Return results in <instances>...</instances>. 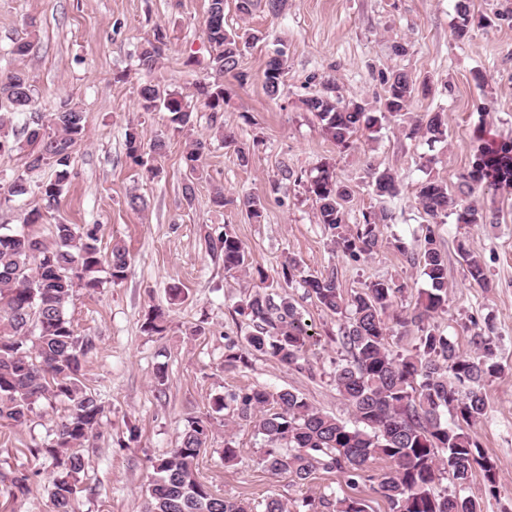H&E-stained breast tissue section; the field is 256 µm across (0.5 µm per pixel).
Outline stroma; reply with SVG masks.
Instances as JSON below:
<instances>
[{"label":"stroma","mask_w":512,"mask_h":512,"mask_svg":"<svg viewBox=\"0 0 512 512\" xmlns=\"http://www.w3.org/2000/svg\"><path fill=\"white\" fill-rule=\"evenodd\" d=\"M208 0H0V75L25 73L33 88V111L50 112L69 99L84 114V131L57 205L42 223H27L28 213L42 207L39 196L5 201L3 193L17 176L31 181L54 179V169L28 171L27 158L0 153V225L51 241L57 223L98 225L97 245L109 253L119 242L129 251V266L120 284L100 271V288L74 289L67 314L77 335L94 343L82 383L97 393L103 407L94 437L81 449L79 512H145L152 464L179 445L187 417L210 416L212 435L197 460L200 477L215 494L246 499L262 507L269 498L299 512L303 497L335 491L366 501L369 512H388L374 482L346 485L342 474L318 472L306 485L290 475L275 474L259 462L263 443L246 426L226 431L224 413L213 410L216 396L254 386L289 389L315 407L348 422L352 415L333 381L337 364L348 354L337 335L346 315L324 308L303 286L305 278L334 270L344 295L363 291L376 280L401 284L393 314L412 313L418 291L426 285L419 266L394 246L403 241L419 252L427 218L415 203L416 188L426 178L446 182L457 191L461 176L475 159L476 129L488 137L512 141V25L497 13L512 11V0H472L475 14L491 23L457 40L452 22L456 0H288L279 15L256 9L243 16L236 0H225L227 28L252 29L257 41L246 48L240 67L250 75L239 84L232 74H217L207 42L204 19ZM37 24L33 48L20 57L12 52ZM166 28L170 44L152 73L159 86L191 91L198 81L221 80L227 94L224 127L239 141L255 144L248 165H240L233 148L214 136L209 114L194 111L190 134L171 131L166 113L138 108L142 76L138 55L155 27ZM407 45L406 54L391 50ZM286 52V72L277 98L263 86V69L273 49ZM404 70L428 80L432 91L417 97L407 115L389 118L379 133L358 132L349 149L324 135L301 101L335 81L344 98L377 107L384 94L381 77ZM484 83H477L475 73ZM427 112L448 115V139L428 146L406 136L411 118ZM138 123L146 139L164 134L163 155H148L147 166L126 154L124 133ZM206 139L209 149L194 181L195 198L186 202L182 185L188 171L183 160L186 136ZM329 164L339 182L351 190L347 224L361 223L363 212L386 208L379 225L382 240L372 256L352 261L331 251L306 181L319 164ZM389 170L399 194L383 200L373 191L372 174ZM223 187L228 205L212 202L214 187ZM260 195L261 220L249 218L239 200ZM139 195L144 208L128 205ZM486 209L483 224L447 222L435 229L448 258V306L428 325L447 336L460 353L473 352L477 325L492 321L500 375L485 380V415L471 427L486 457L496 466L498 493L490 495L481 475H474L467 495L483 512H512V189L478 195ZM231 225L254 265L276 275L286 257L299 267L287 292L309 326L304 370L257 355L249 366L224 368L226 338L243 340L249 328L234 308L251 290V279L225 273L222 262L206 250V234ZM469 243L484 267L488 286L468 275L458 252ZM181 288L170 301L169 287ZM162 308L166 329L144 331L150 308ZM165 366L167 381L157 385L154 372ZM69 404L50 398L37 404L25 424L0 421V512H51L47 485L54 466L50 457L33 456L54 439L57 423ZM238 448L234 465L224 463V436ZM39 468L41 475L25 493L14 492L13 472Z\"/></svg>","instance_id":"1"}]
</instances>
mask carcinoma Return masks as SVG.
<instances>
[{
    "mask_svg": "<svg viewBox=\"0 0 512 512\" xmlns=\"http://www.w3.org/2000/svg\"><path fill=\"white\" fill-rule=\"evenodd\" d=\"M475 21L470 0H457L453 21L456 37H468ZM204 25L216 71L232 72L239 84H246L250 76L239 69V60L243 49L257 36L226 29L224 0H208ZM167 39V31L156 28L139 55V71L145 76L138 91L140 111L167 113L169 126L181 133L192 125L195 104L199 103L210 112V121L224 145L234 147L241 165H248L250 147L238 144L234 133L224 131L223 84L199 81L191 92L184 93L162 89L147 79L158 66ZM284 65L285 52L281 49L265 63L263 84L272 99L278 96ZM382 81L384 96L374 111L336 94V86L329 83L301 103L318 119L326 137L346 148L359 131L377 132L388 117L407 110L420 89L416 79L403 70L384 76ZM3 102L9 111L0 113V152L25 154L30 171L45 166L56 169L53 181L33 184L18 176L8 188V195L14 198L40 197L44 209H32L26 219L28 224H37L44 218L43 210L52 209L63 193L74 146L84 130L83 112L65 102L52 112L31 116L22 130H16L13 114L29 110L33 103L31 84L21 72L0 76ZM409 136L424 139L430 147L444 142L448 138L445 113L423 114L411 126ZM475 139V161L462 175L466 190L454 194L447 184L431 178L417 187L416 203L429 217L423 248L416 255L410 254L399 240L396 249L418 263L427 288L420 292L413 314L399 321L402 327L420 326L448 305L447 256L433 225L444 223L450 216L458 224H481L487 216L472 199L475 190L512 187V142L488 144L481 129L475 131ZM125 146L127 156L144 165L139 126L126 129ZM206 150L208 144L203 140L186 143L184 162L190 173L200 169ZM373 188L376 196L393 198L399 193L397 176L389 170L379 172ZM307 192L330 243L344 254L359 260L381 247L376 225L387 220V211L364 212L363 222L349 227L344 203L351 192L337 182L328 164L317 168V175L307 182ZM97 232L95 224L78 228L58 223L52 243L47 244L29 234L0 230V420L21 425L35 405L50 396L70 403L69 414L57 425L53 445L36 449L38 454L49 455L56 468L48 486L53 512H76L79 474L84 469L78 448L97 430L102 413L98 397L81 382L82 367L94 343L74 333L67 304L76 286L88 290L100 286L97 273L102 266H107L116 284L125 278L129 264V253L119 243L102 257ZM205 247L210 256L223 262L224 271L249 272L248 252L230 225H224V231L215 238L205 236ZM459 252L471 279L488 286L474 253L462 244ZM252 277L261 287L234 308L252 331L242 343L227 340L224 368L245 366L250 356L259 354L297 371L303 369L301 359L309 334L300 312L287 291L280 292L268 282L264 269L255 268ZM303 283L325 308L336 313L349 311L338 339L350 360L336 367L334 383L352 412L354 424L322 412L296 392H271L261 386L219 396L213 410L232 409L235 422L250 426L262 438L260 464L271 472L290 474L299 484H307L319 471H336L351 486L377 481L389 512H481L480 502L461 491L479 470L489 492L497 493L495 467L467 431V426L486 413L483 382L500 372L494 362L492 324L486 323L485 330L472 336V356L461 354L448 337L428 330L418 337L416 353L395 355L386 344L385 317L401 287L385 279L376 280L348 300L332 270ZM446 414L454 421L448 422ZM210 433L209 419L187 420L180 444L153 464L146 512H252L249 502L218 496L200 479L195 461ZM375 460H386L390 466L372 474L370 463ZM443 467L451 473L460 493L435 491ZM305 506L306 512H368L364 500L341 498L333 492L307 500Z\"/></svg>",
    "mask_w": 512,
    "mask_h": 512,
    "instance_id": "obj_1",
    "label": "carcinoma"
}]
</instances>
